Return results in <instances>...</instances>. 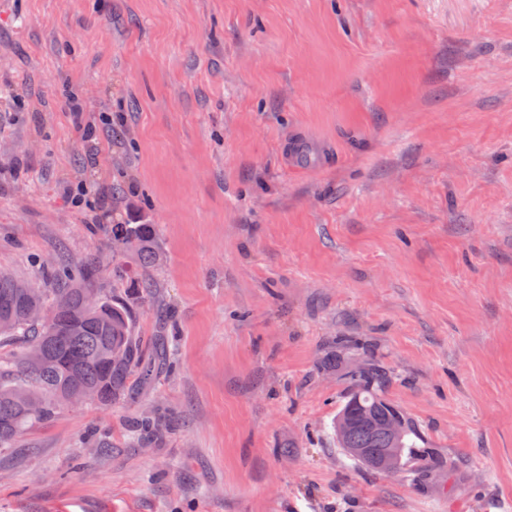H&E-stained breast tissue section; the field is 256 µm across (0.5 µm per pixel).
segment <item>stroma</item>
I'll return each mask as SVG.
<instances>
[{
    "instance_id": "obj_1",
    "label": "stroma",
    "mask_w": 512,
    "mask_h": 512,
    "mask_svg": "<svg viewBox=\"0 0 512 512\" xmlns=\"http://www.w3.org/2000/svg\"><path fill=\"white\" fill-rule=\"evenodd\" d=\"M102 224L176 364L26 427L0 512H512V0H0V270ZM367 361L419 484L336 445Z\"/></svg>"
}]
</instances>
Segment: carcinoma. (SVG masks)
I'll return each mask as SVG.
<instances>
[{
    "label": "carcinoma",
    "instance_id": "carcinoma-1",
    "mask_svg": "<svg viewBox=\"0 0 512 512\" xmlns=\"http://www.w3.org/2000/svg\"><path fill=\"white\" fill-rule=\"evenodd\" d=\"M112 253L133 251L140 267L121 262L111 270L88 261L75 268H42L35 282L45 285L38 298L31 300L18 285L23 280L0 271V447L7 448L26 426L51 419L56 409L72 403L78 392L89 388L98 400L107 402L132 389L139 378L147 381L172 368L167 347L159 345L152 356L143 354L133 336L131 311L112 300L98 286L105 277L125 282L139 302L151 296L155 282L146 270L156 264L157 235L153 224H111L104 228ZM100 299L97 310L85 307V295ZM350 393L341 412L354 414L372 409L391 415L399 409L385 396L389 373L374 363L347 371ZM166 424L151 416L138 420L141 436L151 439ZM400 440L399 473L414 483L424 477L417 467L424 457L417 445L419 433L409 418ZM341 449L385 448L386 437L356 422L347 441L336 439Z\"/></svg>",
    "mask_w": 512,
    "mask_h": 512
}]
</instances>
